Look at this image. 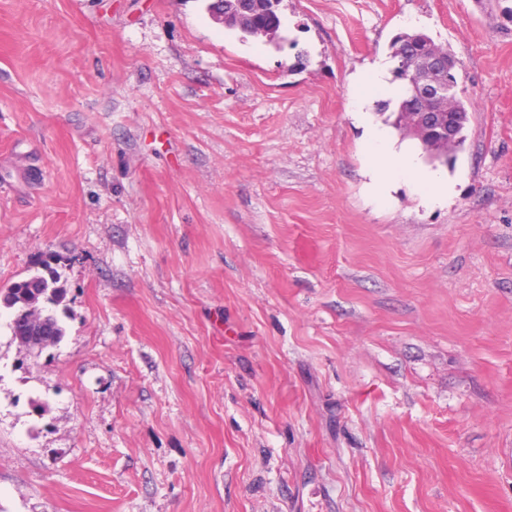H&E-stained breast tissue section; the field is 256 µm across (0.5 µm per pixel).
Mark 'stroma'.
<instances>
[{"label":"stroma","instance_id":"obj_1","mask_svg":"<svg viewBox=\"0 0 512 512\" xmlns=\"http://www.w3.org/2000/svg\"><path fill=\"white\" fill-rule=\"evenodd\" d=\"M0 0V512H512V0ZM470 101L448 202L368 193L408 18ZM224 1V27L230 30H239L241 33L253 36L252 26L248 22H238L236 15L245 13L250 15L265 16L267 14H276L277 21L273 30L268 32V41L274 42L276 39H283L279 36L281 28V17L278 12L280 0H223ZM274 1V2H272ZM245 10L246 12L242 11ZM40 265L48 276L35 274L14 283L10 288L0 289V305L15 309V316L10 323L12 336L24 347L33 339L45 342L48 336H53L55 345L64 336L63 327L54 315L45 313L46 319L41 323L31 319L30 308L34 304L39 305L44 299L59 303L64 294V289L57 286L60 279L49 260L43 259Z\"/></svg>","mask_w":512,"mask_h":512}]
</instances>
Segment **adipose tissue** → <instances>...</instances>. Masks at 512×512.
<instances>
[{
  "instance_id": "adipose-tissue-1",
  "label": "adipose tissue",
  "mask_w": 512,
  "mask_h": 512,
  "mask_svg": "<svg viewBox=\"0 0 512 512\" xmlns=\"http://www.w3.org/2000/svg\"><path fill=\"white\" fill-rule=\"evenodd\" d=\"M392 67L391 61L382 58L358 76L356 92L349 101L351 112H370L376 96L393 101L402 97V88L391 80ZM366 147L373 170L371 192L377 200L386 199L393 184L402 179L415 183L430 204L443 203L447 198V178L424 170L412 152L395 150L384 130L368 126Z\"/></svg>"
}]
</instances>
